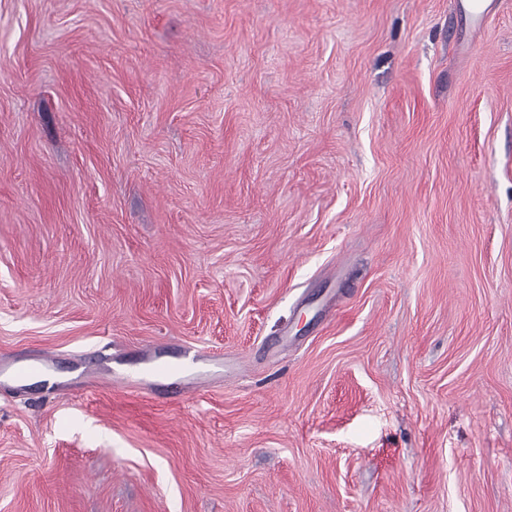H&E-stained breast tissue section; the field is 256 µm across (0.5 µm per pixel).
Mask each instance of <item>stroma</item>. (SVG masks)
Returning <instances> with one entry per match:
<instances>
[{"instance_id": "stroma-1", "label": "stroma", "mask_w": 512, "mask_h": 512, "mask_svg": "<svg viewBox=\"0 0 512 512\" xmlns=\"http://www.w3.org/2000/svg\"><path fill=\"white\" fill-rule=\"evenodd\" d=\"M0 0V512H512V0ZM193 345L165 399L89 355ZM53 368L51 355H43L35 364H20L12 367L8 372V378L14 384L22 386L31 377L40 378L43 390L47 395H53L59 390L60 383L46 371Z\"/></svg>"}]
</instances>
